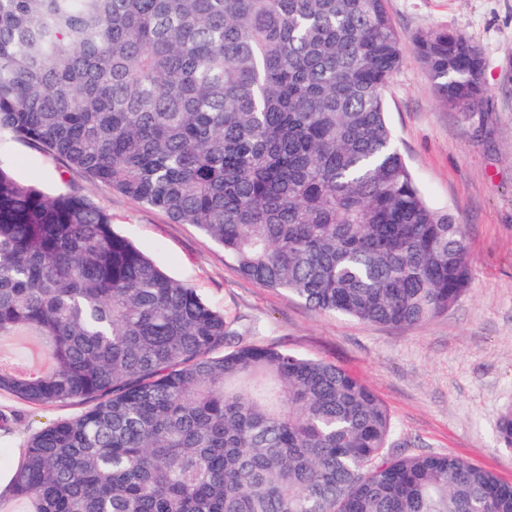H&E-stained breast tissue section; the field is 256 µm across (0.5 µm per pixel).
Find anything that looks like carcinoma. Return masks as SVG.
I'll use <instances>...</instances> for the list:
<instances>
[{
	"instance_id": "carcinoma-1",
	"label": "carcinoma",
	"mask_w": 512,
	"mask_h": 512,
	"mask_svg": "<svg viewBox=\"0 0 512 512\" xmlns=\"http://www.w3.org/2000/svg\"><path fill=\"white\" fill-rule=\"evenodd\" d=\"M385 0H0V137L194 224L246 278L415 327L468 290L463 225L396 146ZM473 110L482 50L414 36ZM77 190L0 167V393L91 401L35 433L4 512H512L452 455L396 456L390 414L334 364L258 345ZM512 447V409L498 423Z\"/></svg>"
}]
</instances>
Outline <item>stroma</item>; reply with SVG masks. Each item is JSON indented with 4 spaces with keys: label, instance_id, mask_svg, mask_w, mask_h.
I'll return each mask as SVG.
<instances>
[{
    "label": "stroma",
    "instance_id": "obj_1",
    "mask_svg": "<svg viewBox=\"0 0 512 512\" xmlns=\"http://www.w3.org/2000/svg\"><path fill=\"white\" fill-rule=\"evenodd\" d=\"M402 32L403 64L385 91L396 144L426 200L466 228L472 277L448 312L412 328L314 310L244 278L222 247L35 146L0 139V165L47 193L75 189L175 280L188 284L237 334L225 342L288 349L361 379L388 409L393 454H451L512 484V448L498 423L512 408V0H386ZM447 29L485 57L474 111L431 89L415 34ZM82 402L35 406L0 393V446L25 447Z\"/></svg>",
    "mask_w": 512,
    "mask_h": 512
}]
</instances>
